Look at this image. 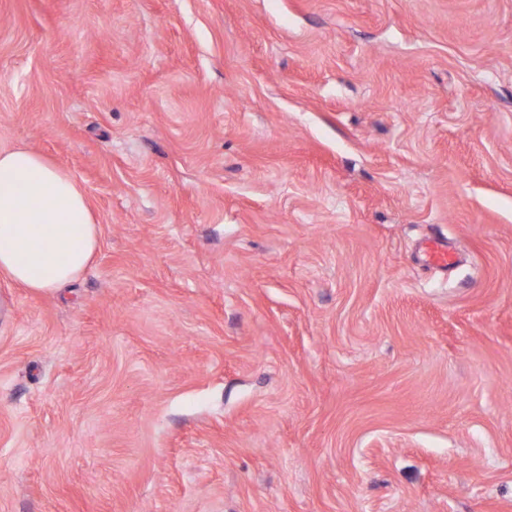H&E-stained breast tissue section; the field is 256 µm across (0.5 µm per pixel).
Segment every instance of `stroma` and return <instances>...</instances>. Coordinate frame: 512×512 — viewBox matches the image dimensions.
I'll return each mask as SVG.
<instances>
[{"instance_id": "1", "label": "stroma", "mask_w": 512, "mask_h": 512, "mask_svg": "<svg viewBox=\"0 0 512 512\" xmlns=\"http://www.w3.org/2000/svg\"><path fill=\"white\" fill-rule=\"evenodd\" d=\"M11 146L0 512H512V0H0ZM100 227L77 181L42 154L0 148V277L36 293L77 281Z\"/></svg>"}]
</instances>
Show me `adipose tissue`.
<instances>
[{
  "label": "adipose tissue",
  "instance_id": "adipose-tissue-1",
  "mask_svg": "<svg viewBox=\"0 0 512 512\" xmlns=\"http://www.w3.org/2000/svg\"><path fill=\"white\" fill-rule=\"evenodd\" d=\"M100 227L77 181L42 154L0 148V278L36 293L77 281Z\"/></svg>",
  "mask_w": 512,
  "mask_h": 512
}]
</instances>
